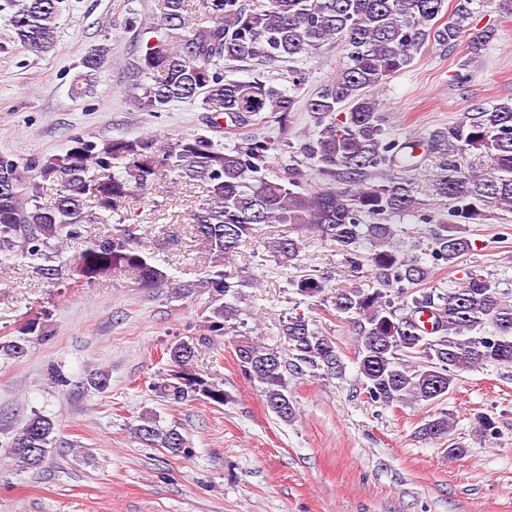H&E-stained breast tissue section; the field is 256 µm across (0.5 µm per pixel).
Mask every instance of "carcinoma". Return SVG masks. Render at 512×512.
Instances as JSON below:
<instances>
[{
  "label": "carcinoma",
  "instance_id": "cac0c4a2",
  "mask_svg": "<svg viewBox=\"0 0 512 512\" xmlns=\"http://www.w3.org/2000/svg\"><path fill=\"white\" fill-rule=\"evenodd\" d=\"M15 38L33 53H47L57 40L60 0H4ZM446 0H163L152 18L154 40L141 46L127 68L133 99L143 112H161L174 102L200 100L212 127L228 117L248 126L267 113L287 120L297 99L286 89L256 76L249 81L224 77L226 61H298L327 41L342 45L344 63L336 76L305 103L318 132L287 148L251 139L219 148L206 136L162 142L154 137L114 136L100 142L75 137L59 154L0 157V264L15 258L36 262L67 240L86 239L74 259L79 279L91 282L110 273H131L138 285L167 290L183 300L207 293L204 322L210 337H229L240 370L258 382L268 411L284 422L296 416L288 395V362L247 337L239 319L242 289L251 282L225 269L230 254L256 238L263 225L283 226L269 242L275 256L291 261L312 233L333 242L344 263L357 272L367 265L373 288H341L329 296L334 316L352 324L358 339V373L366 397L393 405L434 404L454 388L458 373L479 366L512 365V293L498 282L469 273L459 288L419 290L435 266L453 267L472 248L464 225L477 224L491 207L512 208V101L474 104L463 118L417 141L390 139L380 104L370 89L411 64L432 39L450 48L467 41L475 52L491 37L470 26L474 0H455L451 19L440 22ZM112 65L103 42L82 58V72L71 93L93 91L98 76ZM439 159L433 192L446 211L428 220L426 248L405 256L392 249L400 225L392 220L418 209L406 174L420 164L419 151ZM478 151L492 160L488 170L463 167L459 156ZM281 160L288 178L269 176L270 160ZM323 181L312 189L307 170ZM161 171L176 184H197L206 198L191 209V233L208 265L202 276L183 280L155 255L128 244L131 228L123 209L136 192L146 195ZM343 185L336 190V183ZM56 197L42 202L44 184ZM89 224H110L112 233L85 234ZM295 293L324 296L327 285L316 274L288 280ZM433 312L431 327L419 319ZM298 362L325 376L345 369L336 341L302 315L282 325ZM31 320L20 335L0 341V353L22 358L29 336L39 335ZM199 340H180L167 348L170 373L153 386L172 403L206 400L222 405L229 395L193 370ZM452 426L442 412L421 428L429 439ZM55 422L34 413L10 436L7 448L18 465L41 468L54 443ZM481 438L497 434L495 420L477 418ZM135 434L148 446L173 456L186 455L188 442L178 428L163 427L145 412Z\"/></svg>",
  "mask_w": 512,
  "mask_h": 512
}]
</instances>
